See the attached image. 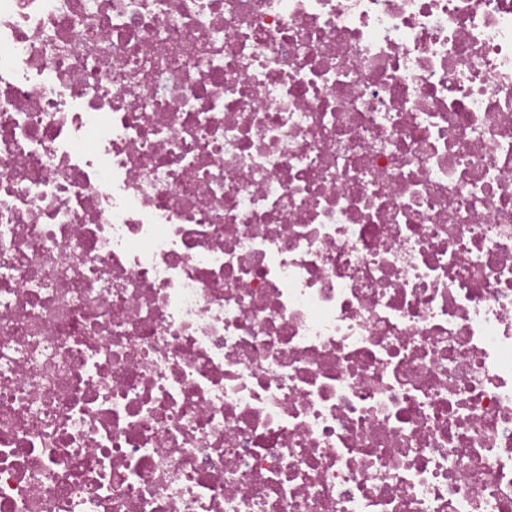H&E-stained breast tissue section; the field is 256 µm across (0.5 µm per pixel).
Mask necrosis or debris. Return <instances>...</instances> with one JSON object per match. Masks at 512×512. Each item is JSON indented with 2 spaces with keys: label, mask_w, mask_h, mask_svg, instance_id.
Instances as JSON below:
<instances>
[{
  "label": "necrosis or debris",
  "mask_w": 512,
  "mask_h": 512,
  "mask_svg": "<svg viewBox=\"0 0 512 512\" xmlns=\"http://www.w3.org/2000/svg\"><path fill=\"white\" fill-rule=\"evenodd\" d=\"M0 512H512V0H0Z\"/></svg>",
  "instance_id": "obj_1"
}]
</instances>
